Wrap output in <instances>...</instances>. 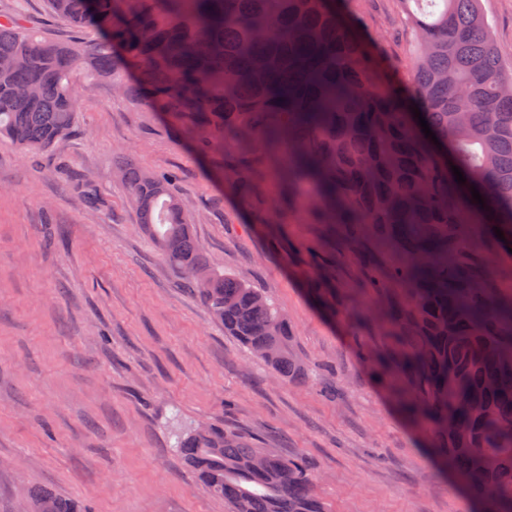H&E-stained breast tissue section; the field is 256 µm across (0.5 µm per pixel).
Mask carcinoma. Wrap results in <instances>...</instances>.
<instances>
[{
  "instance_id": "obj_1",
  "label": "carcinoma",
  "mask_w": 512,
  "mask_h": 512,
  "mask_svg": "<svg viewBox=\"0 0 512 512\" xmlns=\"http://www.w3.org/2000/svg\"><path fill=\"white\" fill-rule=\"evenodd\" d=\"M353 0H47L76 35L0 20V137L54 147L84 99L77 77L165 112L200 146L255 220L292 206L339 235L359 280L347 315L374 316L373 367L432 457L484 503L512 512V266L490 255L512 239V72L500 68L480 0H395L409 19L412 68L382 66L350 25ZM101 19H96V16ZM419 109L451 161L435 156ZM483 207L479 231L448 164ZM137 224L211 317L276 374L302 376L287 317L260 289L207 266L171 183L120 166ZM276 188L262 196L258 176ZM310 293L336 305V250L316 257ZM371 296L373 314L362 299ZM175 448L229 512H329L305 465L211 425L175 431ZM29 512H90L38 489Z\"/></svg>"
}]
</instances>
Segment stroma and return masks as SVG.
<instances>
[{"label": "stroma", "mask_w": 512, "mask_h": 512, "mask_svg": "<svg viewBox=\"0 0 512 512\" xmlns=\"http://www.w3.org/2000/svg\"><path fill=\"white\" fill-rule=\"evenodd\" d=\"M353 7L361 35L410 69L394 0ZM481 7L511 71L512 0ZM1 14L69 33L46 0H0ZM124 160L175 175L208 265L287 314L301 379L275 377L183 284L136 224ZM321 241L300 207L255 222L198 147L106 82L53 149L0 138V512L36 488L91 512H227L170 448L175 427L203 423L301 458L331 512H478L360 359L378 330L352 332L310 298Z\"/></svg>", "instance_id": "obj_1"}]
</instances>
